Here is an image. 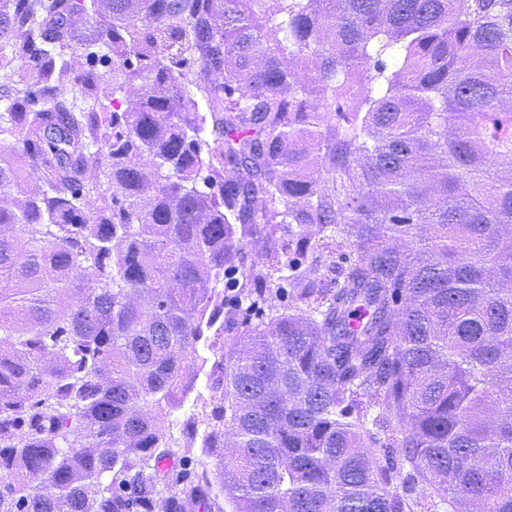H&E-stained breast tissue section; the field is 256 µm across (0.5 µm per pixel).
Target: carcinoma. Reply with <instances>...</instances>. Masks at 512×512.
Here are the masks:
<instances>
[{
    "label": "carcinoma",
    "instance_id": "carcinoma-1",
    "mask_svg": "<svg viewBox=\"0 0 512 512\" xmlns=\"http://www.w3.org/2000/svg\"><path fill=\"white\" fill-rule=\"evenodd\" d=\"M0 79V512L210 509L226 305L231 512H512V0H0ZM98 28V16L91 10L84 14L76 25L75 38L69 43L71 48L66 50V57L81 61L86 43L96 40ZM316 255L317 254H312V255L310 254L308 256V258L302 263V266L299 270L302 273V275H304L306 273V271H308V269L311 266L315 265L316 263L321 265L322 271L330 274V276H335L336 275L335 271L338 272L341 269L348 267V264H349L348 258L345 259L344 256L339 255V253H336V255H333V257H328V258L327 257H321V258L317 257L316 258ZM222 321L223 318L221 317L217 325L211 330V332L208 333L210 337V339L208 340V344L210 343V341H216L218 343L217 347H219L222 345L221 336H224V342L227 341V339H234L239 336L241 331L240 321L234 318L231 314H229L227 308H224V330L221 327V329L217 330V332L214 334V332L216 331V329L218 328ZM199 351L201 355L210 358L204 371L200 372L196 377L193 386L181 407L176 410L169 411V409L164 405L163 413H167L165 424L166 426H169V431L175 438L180 436L182 424L186 419L192 418L196 422V433L195 439L191 444L192 448H185V450L193 461L196 473L199 475H207L214 484L215 497L210 502V512H228L231 509L228 505L227 499L222 492L218 491L219 489L215 482L217 462L219 458L212 454L211 448H204L205 436L207 432L210 431L205 414L210 411L209 402L212 394V381L210 380L208 373L215 356L213 355V350L204 346V341L200 342Z\"/></svg>",
    "mask_w": 512,
    "mask_h": 512
}]
</instances>
